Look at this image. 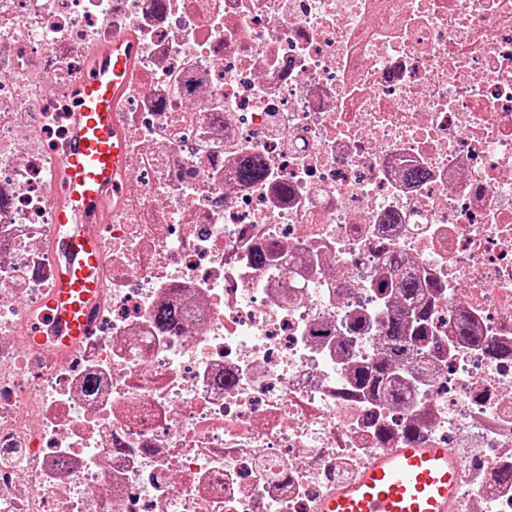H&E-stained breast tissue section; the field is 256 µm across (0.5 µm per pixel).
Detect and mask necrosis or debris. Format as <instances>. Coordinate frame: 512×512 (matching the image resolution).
<instances>
[{"label":"necrosis or debris","mask_w":512,"mask_h":512,"mask_svg":"<svg viewBox=\"0 0 512 512\" xmlns=\"http://www.w3.org/2000/svg\"><path fill=\"white\" fill-rule=\"evenodd\" d=\"M118 37L107 288L56 356L54 157ZM391 253L444 289L397 408L354 379ZM412 445L476 447L456 512H512V0H0V512H316Z\"/></svg>","instance_id":"necrosis-or-debris-1"}]
</instances>
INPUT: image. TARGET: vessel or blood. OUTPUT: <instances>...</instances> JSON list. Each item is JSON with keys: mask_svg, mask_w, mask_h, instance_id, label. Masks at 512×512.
<instances>
[{"mask_svg": "<svg viewBox=\"0 0 512 512\" xmlns=\"http://www.w3.org/2000/svg\"><path fill=\"white\" fill-rule=\"evenodd\" d=\"M131 72L132 56L123 43L104 51L78 89V106L58 157L57 174L65 185L53 201L60 234L52 238L51 250L58 261L41 320L60 355L90 335L101 298L106 255L98 220L124 168L127 138L118 103ZM463 467L462 457L445 448H383L322 501L320 512H452Z\"/></svg>", "mask_w": 512, "mask_h": 512, "instance_id": "vessel-or-blood-1", "label": "vessel or blood"}]
</instances>
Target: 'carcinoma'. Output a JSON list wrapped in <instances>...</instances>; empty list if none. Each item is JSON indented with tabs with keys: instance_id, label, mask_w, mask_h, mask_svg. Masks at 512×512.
Masks as SVG:
<instances>
[{
	"instance_id": "cac0c4a2",
	"label": "carcinoma",
	"mask_w": 512,
	"mask_h": 512,
	"mask_svg": "<svg viewBox=\"0 0 512 512\" xmlns=\"http://www.w3.org/2000/svg\"><path fill=\"white\" fill-rule=\"evenodd\" d=\"M394 264L398 274H385L372 284L381 298L393 297L400 303L396 312L387 315L383 325L384 356L369 370L355 375L358 387L372 394H382L397 406L404 400L400 376L409 360L424 354L431 345L428 334L431 304L441 296L436 284L425 283L407 271L400 258ZM155 322L162 328L180 323L177 311L160 306L154 312Z\"/></svg>"
}]
</instances>
